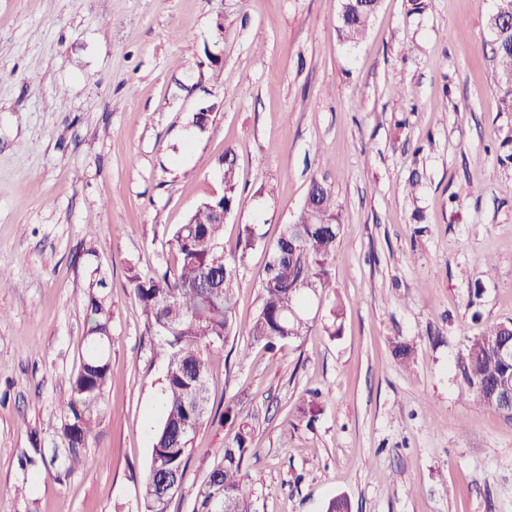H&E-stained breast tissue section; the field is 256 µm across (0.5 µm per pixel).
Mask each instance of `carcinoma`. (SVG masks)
<instances>
[{"instance_id": "cac0c4a2", "label": "carcinoma", "mask_w": 512, "mask_h": 512, "mask_svg": "<svg viewBox=\"0 0 512 512\" xmlns=\"http://www.w3.org/2000/svg\"><path fill=\"white\" fill-rule=\"evenodd\" d=\"M378 12L375 0H355L338 15L339 39L349 45L360 43ZM503 46L495 53L504 94L512 98V30L503 28ZM224 209L236 211L241 203L238 189L237 156L224 151ZM215 199L202 201L175 228L171 245L176 265L143 273L128 268V286L139 302L145 330L158 337L156 356L165 363L163 419L152 443L140 512H168L170 498L159 497L156 488L166 476L181 488L191 461L196 433L211 416L236 420L231 407L222 413L210 408L209 379L204 350L227 341L235 324V295L238 266L254 246L255 230L242 227L239 255H224V221L213 210ZM298 219L288 224L270 247L261 280V303L254 318L250 344L267 348L297 339L309 329L305 314L308 296L332 287L327 266L335 252L341 224L335 199L326 184L310 183ZM87 351L80 370L68 381V398L57 432L56 447L66 453V472L85 464L94 425L104 411V391L110 372L106 343L111 317L104 297L91 294L85 311ZM512 321L493 323L469 339L460 359L462 377L474 390L479 403L512 420V410L501 400L512 394ZM253 430L237 423L232 442L222 459L208 471L195 496L193 512H247L248 486L260 481L245 465L253 452ZM41 461L45 472L55 468L56 456L46 457L40 446L21 451V465Z\"/></svg>"}]
</instances>
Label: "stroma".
<instances>
[{
  "label": "stroma",
  "instance_id": "obj_1",
  "mask_svg": "<svg viewBox=\"0 0 512 512\" xmlns=\"http://www.w3.org/2000/svg\"><path fill=\"white\" fill-rule=\"evenodd\" d=\"M495 4L416 13L382 0L350 46L340 0H0V512H137L165 367L127 269L175 263L172 232L222 192L228 149L241 205L224 253L243 225L257 240L233 334L205 359L216 402L253 428L250 512H324L336 496L351 512H512V421L459 371L471 337L512 319V101ZM203 103L214 111L200 129ZM315 177L340 215L333 286L309 301L307 335L249 345L267 249ZM99 278L105 413L86 466L58 480L18 458L52 446ZM398 340L416 345L410 365ZM316 390L310 423L296 409ZM234 433L199 429L169 512H193ZM508 23H505L501 32L503 33V46L498 50V41L495 39L494 51L495 59L498 64V72L500 74V78L503 81L502 88L504 94L507 97L512 99V47H511V39H512V31Z\"/></svg>",
  "mask_w": 512,
  "mask_h": 512
}]
</instances>
